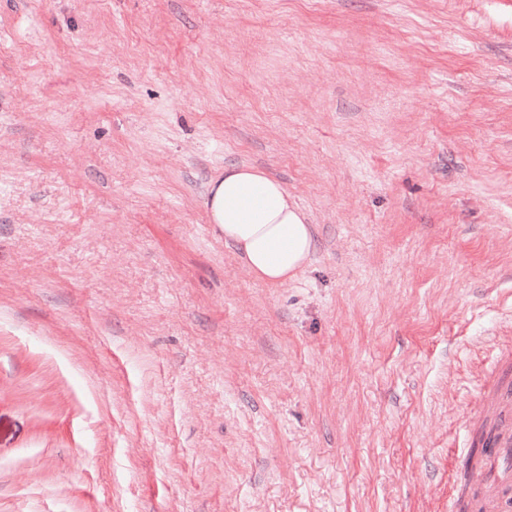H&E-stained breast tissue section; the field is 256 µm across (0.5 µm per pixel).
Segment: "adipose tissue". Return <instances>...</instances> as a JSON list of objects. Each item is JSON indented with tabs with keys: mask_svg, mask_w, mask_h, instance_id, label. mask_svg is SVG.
I'll list each match as a JSON object with an SVG mask.
<instances>
[{
	"mask_svg": "<svg viewBox=\"0 0 512 512\" xmlns=\"http://www.w3.org/2000/svg\"><path fill=\"white\" fill-rule=\"evenodd\" d=\"M210 222L258 280L281 285L305 268L312 226L287 187L264 170L232 165L209 183Z\"/></svg>",
	"mask_w": 512,
	"mask_h": 512,
	"instance_id": "adipose-tissue-1",
	"label": "adipose tissue"
}]
</instances>
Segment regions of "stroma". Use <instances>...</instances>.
Listing matches in <instances>:
<instances>
[{
    "label": "stroma",
    "mask_w": 512,
    "mask_h": 512,
    "mask_svg": "<svg viewBox=\"0 0 512 512\" xmlns=\"http://www.w3.org/2000/svg\"><path fill=\"white\" fill-rule=\"evenodd\" d=\"M511 379L512 0H0V512H448ZM210 222L258 280L281 285L305 268L312 226L288 188L264 170L232 165L209 183Z\"/></svg>",
    "instance_id": "1"
}]
</instances>
